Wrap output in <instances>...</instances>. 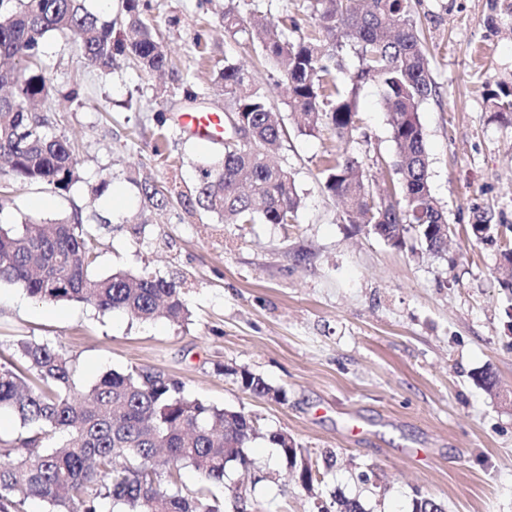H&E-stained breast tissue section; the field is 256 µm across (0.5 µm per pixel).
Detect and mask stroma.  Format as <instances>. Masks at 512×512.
<instances>
[{"label": "stroma", "mask_w": 512, "mask_h": 512, "mask_svg": "<svg viewBox=\"0 0 512 512\" xmlns=\"http://www.w3.org/2000/svg\"><path fill=\"white\" fill-rule=\"evenodd\" d=\"M289 36L309 35L308 0H261ZM174 68L200 93L157 96L153 83L119 61L103 74L77 45H46L51 96L81 89V105L51 113L50 131L79 149L67 189L32 184L0 209V225L28 215L53 221L75 211L102 220L99 270L147 269L180 284L188 324L139 322L76 303H44L18 284H0V357L36 336L76 364L77 390L103 374L145 367L181 380L192 397L251 415L260 432L249 472L230 471L260 512H335L340 496L365 512H411L428 497L445 512H512V288L500 254L512 245V117L490 96L512 87V0H411L435 96L420 111L431 191L448 215L446 249L426 253L415 233L397 249L356 229L323 188L321 170L340 148L329 126L305 135L288 107L279 71L259 65L245 33L228 35L224 0H141ZM231 58L252 70L288 130L276 155L303 203L295 223L220 224L181 203L196 167L222 153L172 123L192 107L220 112L212 68ZM360 127L347 146L373 189L388 180L395 146L375 85L360 91ZM167 123L158 127L157 114ZM164 156L153 153L159 131ZM175 191L147 210L142 178ZM43 200L32 210L33 200ZM491 214L500 233L478 241L471 226ZM260 374L283 399L240 388L230 369ZM490 370L493 390L473 376ZM288 433L319 473L295 481L265 433Z\"/></svg>", "instance_id": "stroma-1"}]
</instances>
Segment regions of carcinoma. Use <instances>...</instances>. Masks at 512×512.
Wrapping results in <instances>:
<instances>
[{"label":"carcinoma","instance_id":"1","mask_svg":"<svg viewBox=\"0 0 512 512\" xmlns=\"http://www.w3.org/2000/svg\"><path fill=\"white\" fill-rule=\"evenodd\" d=\"M313 10L321 32L313 39L290 38L258 10L247 21L251 40L288 84V106L304 119L300 132L312 134L325 121L339 138H353L359 91L373 82L397 150L387 165L395 180L385 199H374L361 162L346 151L326 159L324 189L391 246L403 247L411 228L427 252H441L438 234L449 229L448 216L431 193L419 118L435 85L409 0H314ZM120 15L105 18L86 0H0V162L15 179L58 189L75 179V146L51 134L49 117L35 109L50 94L43 57L51 37L74 38L85 61L105 73L120 57L147 75L170 70L140 0H121ZM243 22L235 6L224 10L226 33L236 35ZM347 54L357 68L344 82L339 73ZM214 82L224 92L225 112L247 126L249 142L230 143L234 130L224 123L223 156L198 167L187 203L222 224L294 223L301 198L292 175L269 161L286 131L265 90L230 58ZM141 190L151 207L167 205L156 186L144 182ZM100 245L97 229L79 212L50 224L27 217L0 225V282L20 284L48 303L80 302L140 321L160 314L177 325L189 321L175 282L146 271L100 274ZM230 375L257 397L282 396L247 370ZM2 411L15 416L20 432L0 438V512L31 498L51 512H101L106 502L112 512H224L214 489L226 487L229 470L251 466L247 448L257 438L245 412L207 405L187 395L181 381L149 369L106 373L80 393L72 357L36 336L19 340L14 359L0 363ZM267 438L303 485L312 484L306 450L280 432ZM183 467L198 474L200 487L180 486Z\"/></svg>","mask_w":512,"mask_h":512}]
</instances>
